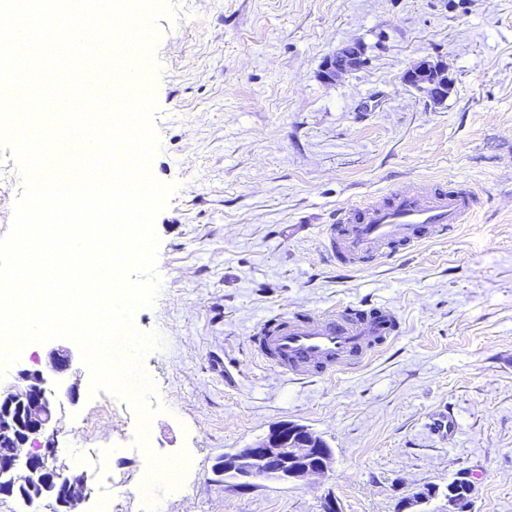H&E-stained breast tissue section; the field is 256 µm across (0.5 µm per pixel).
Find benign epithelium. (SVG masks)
<instances>
[{
  "instance_id": "1",
  "label": "benign epithelium",
  "mask_w": 512,
  "mask_h": 512,
  "mask_svg": "<svg viewBox=\"0 0 512 512\" xmlns=\"http://www.w3.org/2000/svg\"><path fill=\"white\" fill-rule=\"evenodd\" d=\"M363 61L362 45L353 42L328 56L318 76L332 84ZM402 81L436 101L446 99L452 85L448 71L429 57L414 61ZM70 362L71 353L66 350L55 348L49 353L50 369L57 374L68 370ZM54 415L55 400L47 394V379L41 370L20 371L19 384L0 392V441L11 447L10 453L0 458V493L9 495L14 486L21 485L26 488L27 502L49 498L64 512H74L86 491L84 477L48 471L45 463L55 455L51 445L20 455V448L49 429ZM220 463L224 477L237 481L239 488H248L257 479L288 484L325 476L333 468L334 455L321 435L288 420L273 426L253 444L224 453ZM451 485L464 486L465 493L448 495V512H473L475 482L471 473H458Z\"/></svg>"
}]
</instances>
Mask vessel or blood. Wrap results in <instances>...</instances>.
Masks as SVG:
<instances>
[{
  "mask_svg": "<svg viewBox=\"0 0 512 512\" xmlns=\"http://www.w3.org/2000/svg\"><path fill=\"white\" fill-rule=\"evenodd\" d=\"M476 205L475 192L461 184L401 187L384 198L337 209L325 254L338 266L356 268L408 252L448 237ZM399 330L400 319L389 307L346 306L264 320L250 343L271 368L309 379L363 364Z\"/></svg>",
  "mask_w": 512,
  "mask_h": 512,
  "instance_id": "vessel-or-blood-1",
  "label": "vessel or blood"
}]
</instances>
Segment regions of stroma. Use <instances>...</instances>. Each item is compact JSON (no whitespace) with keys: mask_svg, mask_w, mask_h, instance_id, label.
<instances>
[{"mask_svg":"<svg viewBox=\"0 0 512 512\" xmlns=\"http://www.w3.org/2000/svg\"><path fill=\"white\" fill-rule=\"evenodd\" d=\"M152 46L151 171L173 186L157 214L153 306L135 327L163 348L143 367L140 414L92 390L77 343L23 350L0 377H51V464L84 476L80 512H397L418 487L476 478L474 512H512V0H169ZM358 42L364 64L332 84L324 59ZM446 66L437 103L402 81L418 57ZM455 180L481 202L471 223L396 259L342 270L323 257L337 208L403 185ZM24 181L0 145V237ZM401 320L363 365L297 380L250 346L265 318L339 304ZM294 420L334 452L326 476L241 490L213 466ZM184 462L181 495L137 493L146 459Z\"/></svg>","mask_w":512,"mask_h":512,"instance_id":"obj_1","label":"stroma"}]
</instances>
